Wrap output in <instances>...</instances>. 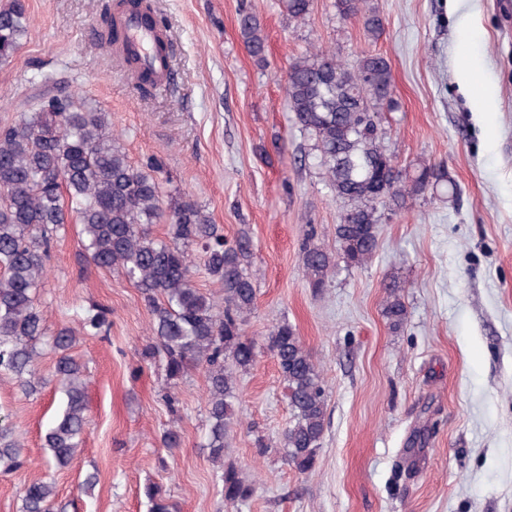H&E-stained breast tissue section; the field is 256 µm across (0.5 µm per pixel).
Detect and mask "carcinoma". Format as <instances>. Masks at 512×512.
I'll use <instances>...</instances> for the list:
<instances>
[{
  "mask_svg": "<svg viewBox=\"0 0 512 512\" xmlns=\"http://www.w3.org/2000/svg\"><path fill=\"white\" fill-rule=\"evenodd\" d=\"M313 0H281L288 23L302 24ZM343 20L362 21L378 36L383 19L370 0H334ZM118 15L105 8L102 47L116 51L149 94L160 88V75L122 45L119 19L125 14L156 29L165 27L153 0H119ZM25 0L0 7V63L13 57L26 33ZM245 51L267 66V45L257 15L241 14ZM388 60L365 54L348 67L336 53L321 47L297 56L288 67L285 92L298 128L314 140L318 167L334 197L342 203L335 235L337 255L306 242L303 267L309 287L319 293L336 267L368 262L379 248V224L385 213L447 181L436 165L415 172L399 166L384 145L382 112L392 107ZM75 223L82 227L83 247L98 268L114 270L138 288L151 315L152 342L141 351L147 361L161 358L165 377L177 385L190 369L202 367L207 378V440L204 448L221 472L224 502H247L253 488L232 464L224 463L227 438L241 424L237 373L257 361L258 343L244 325L256 302L249 241L234 243L198 203L190 198L164 200L159 180L134 167L112 133L108 113L72 94L46 92L17 121L0 126V372L15 375L28 394L46 384L37 371V344L44 338L58 352L53 381L65 395L62 413L43 440L49 469L70 464L89 424L86 382L81 364L69 355L74 330L48 335L44 311L36 301L43 285L54 235ZM154 224L168 226L167 236L152 235ZM193 245L202 250L206 273L224 288V306L215 307L193 284ZM383 316L394 330L407 322L401 284L383 282ZM111 311L89 309L76 314L80 329L97 335L110 325ZM283 380L291 420L282 433L283 460L300 472L315 462L327 415L322 368L291 324L282 321L263 338ZM25 464L15 425L0 417V474ZM150 512H175L176 505L159 485L147 487ZM56 490L48 480L22 490L21 512H54Z\"/></svg>",
  "mask_w": 512,
  "mask_h": 512,
  "instance_id": "1",
  "label": "carcinoma"
}]
</instances>
